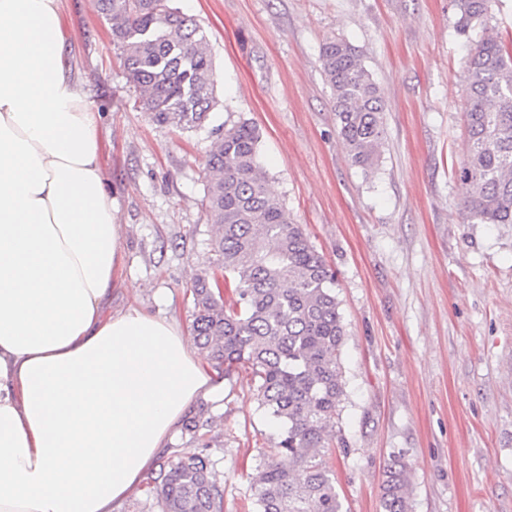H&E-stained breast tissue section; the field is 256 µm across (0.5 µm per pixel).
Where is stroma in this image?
Here are the masks:
<instances>
[{
    "mask_svg": "<svg viewBox=\"0 0 512 512\" xmlns=\"http://www.w3.org/2000/svg\"><path fill=\"white\" fill-rule=\"evenodd\" d=\"M204 29L220 106L205 127L150 122L93 0H61L68 58L101 118L99 161L126 226L113 309L133 304L190 332L191 288L212 258L206 158L214 129L262 135L266 185L335 275L345 397L325 455L344 512H382L401 459L413 512H512V224H468V54L512 44V0L459 32L456 0H176ZM356 50L385 103L378 166H354L319 59ZM258 380L233 368L193 414L224 485V512H254L255 466L278 425Z\"/></svg>",
    "mask_w": 512,
    "mask_h": 512,
    "instance_id": "stroma-1",
    "label": "stroma"
}]
</instances>
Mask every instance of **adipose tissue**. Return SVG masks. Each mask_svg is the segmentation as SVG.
I'll return each instance as SVG.
<instances>
[{
	"mask_svg": "<svg viewBox=\"0 0 512 512\" xmlns=\"http://www.w3.org/2000/svg\"><path fill=\"white\" fill-rule=\"evenodd\" d=\"M58 0H0V512H115L223 380L174 324L107 313L125 227Z\"/></svg>",
	"mask_w": 512,
	"mask_h": 512,
	"instance_id": "ef3b65f1",
	"label": "adipose tissue"
}]
</instances>
